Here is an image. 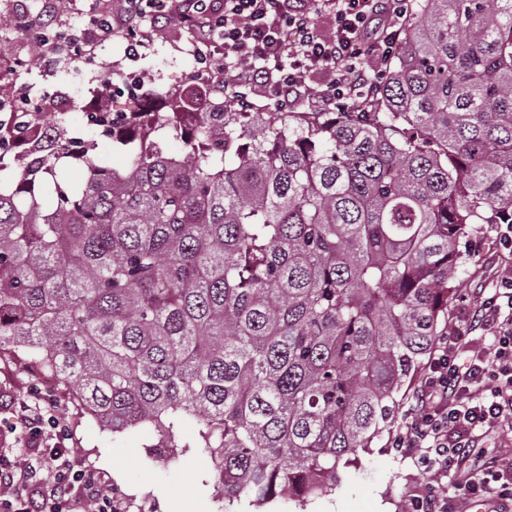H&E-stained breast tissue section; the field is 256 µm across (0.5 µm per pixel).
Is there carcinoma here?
Returning <instances> with one entry per match:
<instances>
[{"instance_id": "obj_1", "label": "carcinoma", "mask_w": 512, "mask_h": 512, "mask_svg": "<svg viewBox=\"0 0 512 512\" xmlns=\"http://www.w3.org/2000/svg\"><path fill=\"white\" fill-rule=\"evenodd\" d=\"M212 96L161 88L102 132L121 171L28 113V160L0 151V355L152 431L154 463L205 452L230 512L321 494L392 429L469 227L512 224V0H419L361 112Z\"/></svg>"}]
</instances>
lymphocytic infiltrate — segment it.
Here are the masks:
<instances>
[{
    "mask_svg": "<svg viewBox=\"0 0 512 512\" xmlns=\"http://www.w3.org/2000/svg\"><path fill=\"white\" fill-rule=\"evenodd\" d=\"M412 12L413 0H108L90 15L86 38L68 55L95 62L97 42L115 36L136 51L146 23L174 18L195 33L204 71L223 59L233 75L222 84L224 94L240 107L249 108L248 92L257 88L282 110L304 100L330 112L375 95ZM325 14L330 23L323 28L317 19ZM318 72L328 80L314 90L309 82ZM478 316L490 330L482 349L466 354V326L439 341L406 429L395 437V447L409 449L424 469L457 470L471 453L474 431L512 428V277L481 300ZM15 419L28 446L49 457L54 475L48 480L41 465L20 468L0 457V487L12 496L0 512H71L76 497L94 503L95 512H112L111 498L73 468L66 447L48 444L46 429L59 440L65 435L61 417L34 405ZM462 489L469 498L495 494L511 508L512 467L485 459Z\"/></svg>",
    "mask_w": 512,
    "mask_h": 512,
    "instance_id": "lymphocytic-infiltrate-1",
    "label": "lymphocytic infiltrate"
}]
</instances>
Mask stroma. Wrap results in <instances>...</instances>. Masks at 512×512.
<instances>
[{
    "label": "stroma",
    "instance_id": "stroma-1",
    "mask_svg": "<svg viewBox=\"0 0 512 512\" xmlns=\"http://www.w3.org/2000/svg\"><path fill=\"white\" fill-rule=\"evenodd\" d=\"M194 41L192 31L171 21L154 29L136 60L126 58L125 41L115 37L99 47L98 66L62 56L46 67L33 56L26 34L11 25L0 26V44L6 46L12 63L11 71L0 77V102L21 89L32 100L49 103L43 124H61L72 136L96 141V154L119 168L123 157L113 152L111 141L99 136L87 118L85 102L106 83H120L122 74L131 72L139 91L114 95L110 106L116 112L136 111L144 94L160 86H179L196 73ZM472 238L480 249L472 253L455 283L448 323L442 328L446 336L463 323L464 309L473 307L483 291L498 287L503 277L512 275V248L496 245L494 231L476 230ZM25 404L50 408L66 417L67 445L76 469L123 499L131 512H173L178 503L185 512H219L210 460L202 451H190L172 466L150 463L145 446L153 439L151 433L133 431L113 437L74 403L65 383L56 378L42 383L29 368L0 359V455L17 465L24 467L36 460L12 425L16 411ZM403 429V423H395L393 432L383 434L362 454L359 473L326 493L304 502L277 500L259 511L244 499L235 503V512H405L411 495L426 485L457 499L459 512H477L473 502L459 500L454 478L424 470L410 453L394 446L395 433Z\"/></svg>",
    "mask_w": 512,
    "mask_h": 512
}]
</instances>
